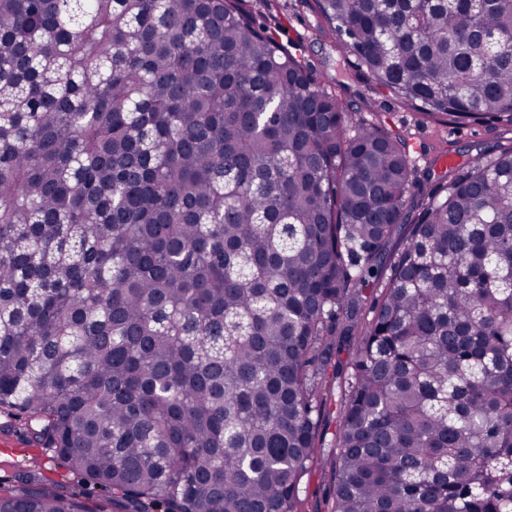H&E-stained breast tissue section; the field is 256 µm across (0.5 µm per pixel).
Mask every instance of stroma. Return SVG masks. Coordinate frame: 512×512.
<instances>
[{
  "instance_id": "35a3bbf8",
  "label": "stroma",
  "mask_w": 512,
  "mask_h": 512,
  "mask_svg": "<svg viewBox=\"0 0 512 512\" xmlns=\"http://www.w3.org/2000/svg\"><path fill=\"white\" fill-rule=\"evenodd\" d=\"M244 6L257 26L276 34L310 75L330 87L349 111L405 135L412 161L432 166L436 175L455 173L454 168L442 165L443 156L454 155L464 164L480 153L492 155L498 144L512 137V129L494 122L445 125L427 120L408 102L374 84L326 26L315 0H245ZM341 396V384L332 383L320 427V448L302 480L301 512H332V443ZM19 480L88 495L93 505L105 498L103 492L88 491L81 475L68 469L52 451L32 444L25 420L9 421L0 416V483Z\"/></svg>"
}]
</instances>
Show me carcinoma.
Returning <instances> with one entry per match:
<instances>
[{
	"instance_id": "cac0c4a2",
	"label": "carcinoma",
	"mask_w": 512,
	"mask_h": 512,
	"mask_svg": "<svg viewBox=\"0 0 512 512\" xmlns=\"http://www.w3.org/2000/svg\"><path fill=\"white\" fill-rule=\"evenodd\" d=\"M242 2L0 0V414L112 512H299L345 369L334 512H512V141L417 169ZM316 3L512 127V0Z\"/></svg>"
}]
</instances>
